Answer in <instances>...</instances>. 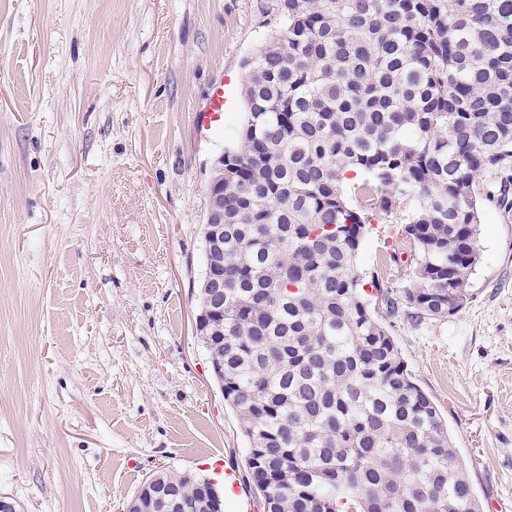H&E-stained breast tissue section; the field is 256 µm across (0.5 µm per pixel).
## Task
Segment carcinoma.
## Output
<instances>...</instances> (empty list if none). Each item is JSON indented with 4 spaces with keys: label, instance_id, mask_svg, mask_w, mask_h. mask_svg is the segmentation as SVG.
<instances>
[{
    "label": "carcinoma",
    "instance_id": "carcinoma-1",
    "mask_svg": "<svg viewBox=\"0 0 512 512\" xmlns=\"http://www.w3.org/2000/svg\"><path fill=\"white\" fill-rule=\"evenodd\" d=\"M247 63L249 112L224 150V332L204 345L270 512H482L387 315L469 299L478 176L512 158V0H281ZM396 213L413 277L392 297L358 259ZM182 512L222 499L191 474Z\"/></svg>",
    "mask_w": 512,
    "mask_h": 512
}]
</instances>
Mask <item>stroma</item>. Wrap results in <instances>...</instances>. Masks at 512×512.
Masks as SVG:
<instances>
[{"label": "stroma", "mask_w": 512, "mask_h": 512, "mask_svg": "<svg viewBox=\"0 0 512 512\" xmlns=\"http://www.w3.org/2000/svg\"><path fill=\"white\" fill-rule=\"evenodd\" d=\"M279 0H0V495L125 512L153 472L245 475L248 440L193 328L211 168ZM224 110L205 114L213 84ZM512 161L483 181L455 315L389 331L483 512H512ZM359 271L405 286L396 217Z\"/></svg>", "instance_id": "35a3bbf8"}]
</instances>
